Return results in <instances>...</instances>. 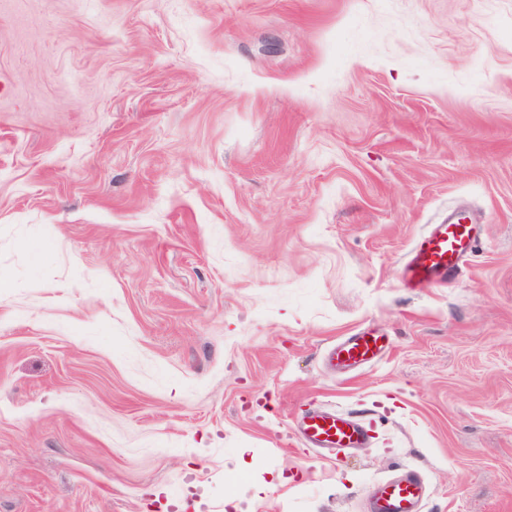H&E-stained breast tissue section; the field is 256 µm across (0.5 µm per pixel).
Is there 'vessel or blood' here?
Listing matches in <instances>:
<instances>
[{"mask_svg": "<svg viewBox=\"0 0 512 512\" xmlns=\"http://www.w3.org/2000/svg\"><path fill=\"white\" fill-rule=\"evenodd\" d=\"M475 227L464 214L430 225L413 243L403 264L404 281L413 286L448 275L471 251ZM387 349L386 341L374 329L362 328L336 342L327 351L332 368L353 370L378 362ZM295 429L310 447L343 452L365 447L369 429L354 415L313 409L299 417ZM425 488L418 472L405 470L378 484L370 512H421Z\"/></svg>", "mask_w": 512, "mask_h": 512, "instance_id": "1", "label": "vessel or blood"}]
</instances>
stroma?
<instances>
[{
    "label": "stroma",
    "mask_w": 512,
    "mask_h": 512,
    "mask_svg": "<svg viewBox=\"0 0 512 512\" xmlns=\"http://www.w3.org/2000/svg\"><path fill=\"white\" fill-rule=\"evenodd\" d=\"M0 278V512H512V0H0ZM465 214L431 224L413 243L403 263L406 285L444 278L472 251L475 227ZM386 349L387 341L374 329L362 328L332 345L326 357L332 368L347 371L378 362ZM295 429L311 448L336 451L337 454L365 448L371 438L370 430L361 418L325 409H313L303 414L296 420ZM425 497L421 477L414 469L378 484L373 492L370 512H420Z\"/></svg>",
    "instance_id": "35a3bbf8"
}]
</instances>
